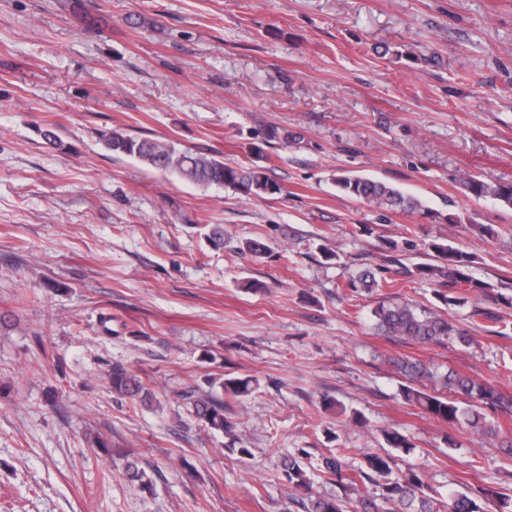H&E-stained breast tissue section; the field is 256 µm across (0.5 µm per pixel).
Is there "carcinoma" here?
<instances>
[{"label": "carcinoma", "instance_id": "1", "mask_svg": "<svg viewBox=\"0 0 512 512\" xmlns=\"http://www.w3.org/2000/svg\"><path fill=\"white\" fill-rule=\"evenodd\" d=\"M104 148L112 153L135 158L140 163L157 169L171 177L190 182L200 188H232L254 198L266 199L282 192L260 166L230 165L224 159L207 153L182 151L175 143L165 139H140L116 130L101 134ZM336 188L342 193L384 212L415 213L422 210V202L400 188L365 176L341 172L335 178ZM465 193L480 199L490 197L501 206L512 209V184H490L475 176L463 177ZM439 263L422 264L416 275L422 282H438L443 289L435 290L437 300L446 307L471 305L468 312L474 327L484 321H498L500 316L478 305V298L488 285L473 277L470 256L438 239L428 244ZM349 288L370 291L380 287L375 275L364 270L348 279ZM374 328L384 336H393L422 344H442L454 341L461 346L472 345L471 334L459 328L440 311L432 307L417 306L409 302L389 299L372 311ZM403 378L401 397L405 404L420 410L450 427L467 424L482 426L491 435L509 437L502 449L512 456V396L478 375L460 373L454 369L441 371L416 359L394 362ZM218 388L233 397H244L252 391V380L224 378ZM112 390L142 404L152 403L151 390L134 373L121 366L112 367ZM186 410L195 420L217 433L228 434L233 425L224 416V399L200 397L192 391L182 394ZM306 452L288 458L282 477L289 496L304 494L310 497L307 512H484L477 499L483 498L494 505V512H512V495L487 488L475 489L471 494H457L439 500L425 492L420 474L409 470L392 475V456L369 454L364 466L349 468L342 456L323 459L324 473L339 483L346 484L352 496L333 494L312 496L311 479L307 474ZM127 479L143 490L152 488V479L136 461L125 453L120 455ZM380 488L372 495L367 484Z\"/></svg>", "mask_w": 512, "mask_h": 512}]
</instances>
